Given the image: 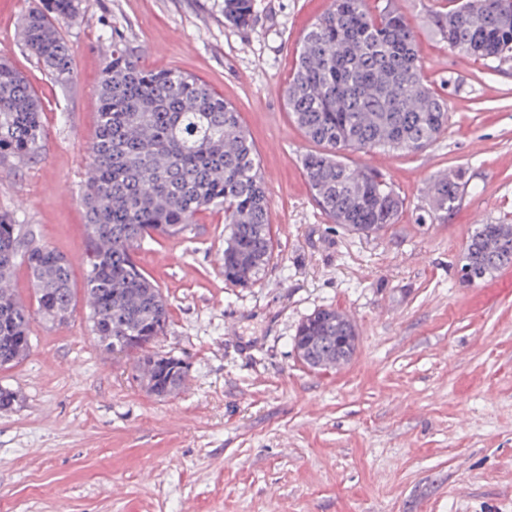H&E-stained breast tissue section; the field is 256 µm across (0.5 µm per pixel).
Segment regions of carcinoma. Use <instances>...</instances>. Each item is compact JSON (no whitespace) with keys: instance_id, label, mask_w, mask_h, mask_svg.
<instances>
[{"instance_id":"1","label":"carcinoma","mask_w":512,"mask_h":512,"mask_svg":"<svg viewBox=\"0 0 512 512\" xmlns=\"http://www.w3.org/2000/svg\"><path fill=\"white\" fill-rule=\"evenodd\" d=\"M80 0H30L22 18L25 50L54 81L74 75L60 25L76 20ZM253 0H224V21L248 26ZM448 47L486 63L512 64V0H470L434 18ZM104 67L98 123L88 146L89 175L81 204L89 236L85 296L90 331L105 351L133 361L136 380L159 398L179 392L185 378L152 350L169 322L160 288L141 269L136 250L152 235L178 237L198 213L224 210V280L242 266L259 279L274 258L269 200L253 142L238 112L206 81L179 69L148 70L112 32ZM288 111L305 136L322 147L303 158L311 191L323 211L347 230L375 234L396 222L403 198L343 151L416 152L448 123V99L421 73L415 36L403 15L372 12L367 0H334L304 32L284 91ZM44 108L27 76L0 50V163H26L44 147ZM465 172L433 184L440 211L460 203ZM465 262L482 280L512 265V224H479ZM30 274L37 313L50 323L71 318L75 304L68 261L42 243L32 225L0 212V279L17 266ZM51 295L54 309L43 306ZM32 314L10 288H0V367L24 359L32 345ZM307 366L325 370L351 360L358 336L350 318L319 309L300 325Z\"/></svg>"}]
</instances>
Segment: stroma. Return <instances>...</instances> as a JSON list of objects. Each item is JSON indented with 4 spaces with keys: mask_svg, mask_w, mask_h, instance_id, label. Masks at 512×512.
Here are the masks:
<instances>
[{
    "mask_svg": "<svg viewBox=\"0 0 512 512\" xmlns=\"http://www.w3.org/2000/svg\"><path fill=\"white\" fill-rule=\"evenodd\" d=\"M393 2L421 72L448 100V126L415 153L348 152L404 199L395 224L362 235L315 201L302 158L315 145L283 98L304 30L332 0H253L245 28L224 0H82L62 35L74 60L53 83L22 47L28 0H0V49L44 104L37 162L0 164V212L64 255L79 294L64 324L31 322L32 347L0 368L18 402L0 412V512H512V267L461 277L476 225L512 224V66L443 43L444 0ZM119 31L151 70L206 80L237 110L270 200L278 258L251 287L224 280V212L206 210L136 258L171 305L155 343L187 363L159 398L131 360L102 351L80 291L79 194L98 119V84ZM463 170L459 206L430 188ZM354 321L352 360L313 371L291 338L320 308Z\"/></svg>",
    "mask_w": 512,
    "mask_h": 512,
    "instance_id": "35a3bbf8",
    "label": "stroma"
}]
</instances>
